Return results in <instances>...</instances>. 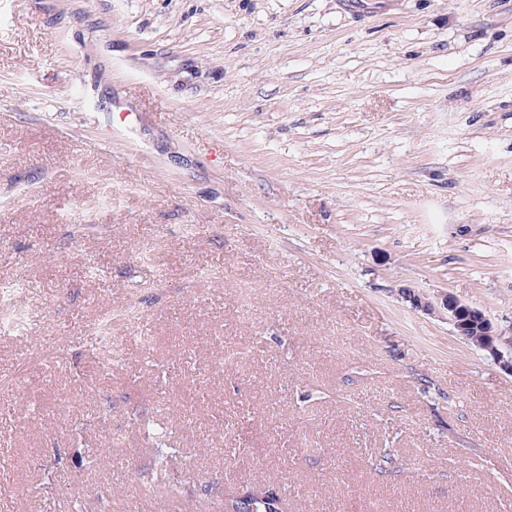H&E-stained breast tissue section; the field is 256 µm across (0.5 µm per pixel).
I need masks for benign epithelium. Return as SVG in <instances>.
Instances as JSON below:
<instances>
[{"mask_svg":"<svg viewBox=\"0 0 512 512\" xmlns=\"http://www.w3.org/2000/svg\"><path fill=\"white\" fill-rule=\"evenodd\" d=\"M411 308L426 314L447 313L453 332L465 341L471 335V323L482 322L484 339L480 344L481 349L489 352L505 371L512 374V337L498 332L483 310L465 304L448 293L432 299L420 292L412 294Z\"/></svg>","mask_w":512,"mask_h":512,"instance_id":"7a95c632","label":"benign epithelium"}]
</instances>
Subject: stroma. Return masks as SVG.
<instances>
[{
    "label": "stroma",
    "mask_w": 512,
    "mask_h": 512,
    "mask_svg": "<svg viewBox=\"0 0 512 512\" xmlns=\"http://www.w3.org/2000/svg\"><path fill=\"white\" fill-rule=\"evenodd\" d=\"M366 2L0 0V512H512V374L400 294L512 336V0ZM153 447V465L157 476L170 479L197 451L191 448H173L172 431L150 421L139 424ZM238 494V493H237ZM224 495L222 503H217V512H281V497L273 489L252 488L243 497ZM232 510H227V508Z\"/></svg>",
    "instance_id": "1"
}]
</instances>
